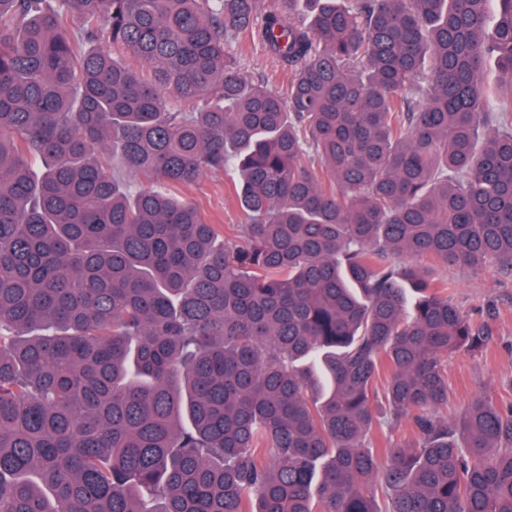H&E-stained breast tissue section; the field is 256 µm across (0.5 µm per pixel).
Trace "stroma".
I'll list each match as a JSON object with an SVG mask.
<instances>
[{
  "label": "stroma",
  "instance_id": "obj_1",
  "mask_svg": "<svg viewBox=\"0 0 512 512\" xmlns=\"http://www.w3.org/2000/svg\"><path fill=\"white\" fill-rule=\"evenodd\" d=\"M233 172L209 175L185 188V195L200 202L212 223H240V211L227 194ZM431 275L452 283L451 296L469 318L489 322L492 336L484 352H456L448 357L449 417H457L478 396L512 404V274L498 267L472 272L424 262Z\"/></svg>",
  "mask_w": 512,
  "mask_h": 512
}]
</instances>
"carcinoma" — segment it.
<instances>
[{"label": "carcinoma", "mask_w": 512, "mask_h": 512, "mask_svg": "<svg viewBox=\"0 0 512 512\" xmlns=\"http://www.w3.org/2000/svg\"><path fill=\"white\" fill-rule=\"evenodd\" d=\"M297 2L0 0V512H512V0ZM233 171L209 175L197 185L181 188V192L200 202L212 224H219L224 231L225 224H240V211L234 197L227 195V186L235 178ZM431 275L452 283L453 301L475 322L487 321L492 336L483 353L448 355V420L477 396H490L503 407L512 403V274L497 266L472 272L423 261Z\"/></svg>", "instance_id": "cac0c4a2"}]
</instances>
